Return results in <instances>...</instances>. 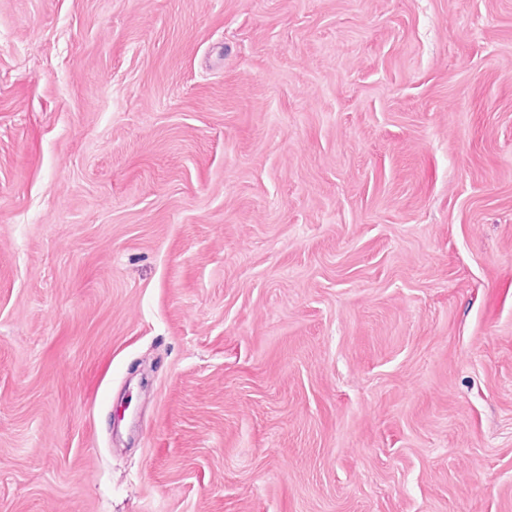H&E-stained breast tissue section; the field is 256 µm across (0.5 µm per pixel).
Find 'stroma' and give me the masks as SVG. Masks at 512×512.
<instances>
[{
  "label": "stroma",
  "mask_w": 512,
  "mask_h": 512,
  "mask_svg": "<svg viewBox=\"0 0 512 512\" xmlns=\"http://www.w3.org/2000/svg\"><path fill=\"white\" fill-rule=\"evenodd\" d=\"M0 512H512V0H0Z\"/></svg>",
  "instance_id": "obj_1"
}]
</instances>
